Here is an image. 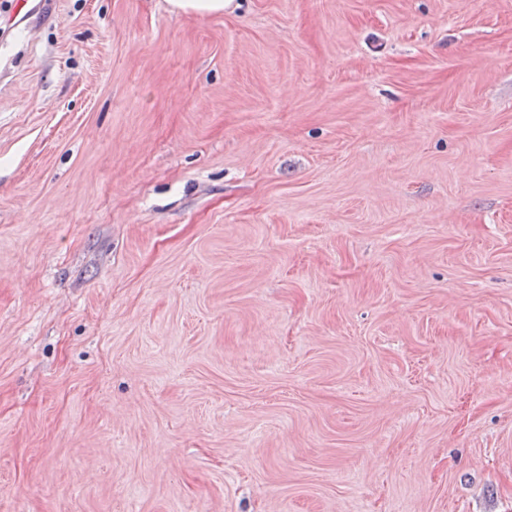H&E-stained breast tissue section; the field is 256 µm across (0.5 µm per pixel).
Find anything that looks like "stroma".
I'll use <instances>...</instances> for the list:
<instances>
[{"label":"stroma","mask_w":512,"mask_h":512,"mask_svg":"<svg viewBox=\"0 0 512 512\" xmlns=\"http://www.w3.org/2000/svg\"><path fill=\"white\" fill-rule=\"evenodd\" d=\"M0 12V512H512V0Z\"/></svg>","instance_id":"obj_1"}]
</instances>
